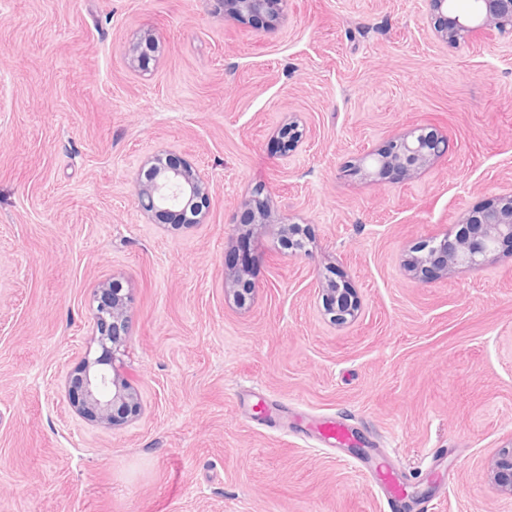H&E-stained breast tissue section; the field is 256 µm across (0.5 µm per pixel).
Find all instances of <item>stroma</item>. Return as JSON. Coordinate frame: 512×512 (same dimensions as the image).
I'll use <instances>...</instances> for the list:
<instances>
[{
	"mask_svg": "<svg viewBox=\"0 0 512 512\" xmlns=\"http://www.w3.org/2000/svg\"><path fill=\"white\" fill-rule=\"evenodd\" d=\"M419 126L446 141L428 168L350 172ZM163 151L212 181L204 223L141 215ZM510 191L512 34L443 42L428 0H288L270 25L219 0H0V512H389L350 452L296 435L324 416L432 486L429 512H512L489 477L512 442V249L427 279L402 265ZM255 196L309 255L244 236ZM244 243L240 307L224 274ZM114 277L141 410L112 428L68 379L100 353L93 291ZM329 279L355 290L352 322L325 315ZM254 391L277 424L243 414Z\"/></svg>",
	"mask_w": 512,
	"mask_h": 512,
	"instance_id": "stroma-1",
	"label": "stroma"
}]
</instances>
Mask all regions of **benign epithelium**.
Masks as SVG:
<instances>
[{
  "label": "benign epithelium",
  "mask_w": 512,
  "mask_h": 512,
  "mask_svg": "<svg viewBox=\"0 0 512 512\" xmlns=\"http://www.w3.org/2000/svg\"><path fill=\"white\" fill-rule=\"evenodd\" d=\"M434 19L435 35L447 43L466 40L482 27L500 33H512V0H476L473 19L448 16L452 0H429ZM288 0H224V13L248 24L270 18H281ZM153 38L150 36L130 44L126 50L131 65L140 66L150 58ZM445 147V140L424 128L410 130L393 141L391 150L372 159L377 174L385 169L399 170L404 177L430 165ZM144 176L137 179L135 193L139 207L148 220L155 216L176 218L191 214L190 223L200 224L206 215L212 185L202 173L184 164L173 153L155 154L144 163ZM251 223L259 227H275L281 244L290 254H309L302 240L299 224H285L275 217L271 205L258 199L244 202ZM512 247V192L500 195L484 208L465 214L444 233L431 237L419 249V254L406 260L410 271H449L459 266L475 268L487 262L500 248ZM242 275L225 278V292L242 305L253 289L240 288ZM118 280L104 283L96 289L97 305L93 312L97 343L101 354L85 355L69 377L71 405L91 420L117 426L128 421L139 408L135 389L123 374V362L118 353L129 336L127 297L121 294ZM324 311L337 323L355 319L358 301L351 289L333 280L319 289ZM495 485L512 496V445L500 450L491 466Z\"/></svg>",
  "instance_id": "obj_1"
}]
</instances>
